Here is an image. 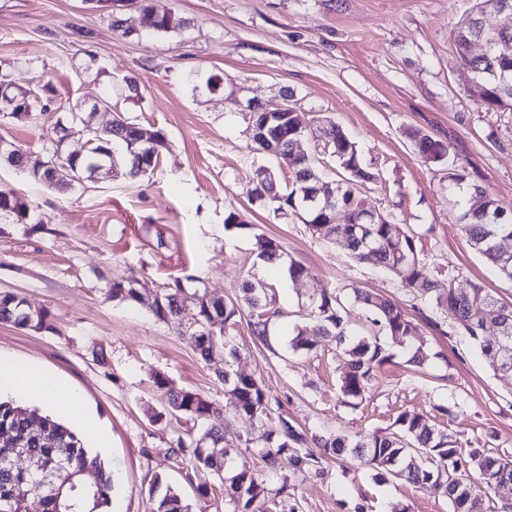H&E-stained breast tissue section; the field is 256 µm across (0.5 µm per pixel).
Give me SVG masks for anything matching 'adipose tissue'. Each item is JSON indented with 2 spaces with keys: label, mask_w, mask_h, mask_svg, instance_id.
Wrapping results in <instances>:
<instances>
[{
  "label": "adipose tissue",
  "mask_w": 512,
  "mask_h": 512,
  "mask_svg": "<svg viewBox=\"0 0 512 512\" xmlns=\"http://www.w3.org/2000/svg\"><path fill=\"white\" fill-rule=\"evenodd\" d=\"M10 392L23 398H37L56 403L65 416L78 418L82 415L81 396L71 387L41 369L10 360H0V393Z\"/></svg>",
  "instance_id": "1"
}]
</instances>
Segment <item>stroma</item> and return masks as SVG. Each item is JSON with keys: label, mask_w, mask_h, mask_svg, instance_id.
I'll return each mask as SVG.
<instances>
[{"label": "stroma", "mask_w": 512, "mask_h": 512, "mask_svg": "<svg viewBox=\"0 0 512 512\" xmlns=\"http://www.w3.org/2000/svg\"><path fill=\"white\" fill-rule=\"evenodd\" d=\"M179 21L155 33L142 6ZM475 0H0V71L38 98L52 96L36 118L0 115V137L29 161L85 153L87 138L58 143L59 125L75 106L104 93L112 109L146 133H163L155 169L136 179L123 173L80 178L59 192L0 165V191L29 210L25 220L0 212V292L47 315L41 330L0 323V357L43 368L78 390L83 408L108 437L99 458L113 476L112 512H151L155 482L172 486L190 512H233L218 477L201 480L178 450L203 426L174 418L153 382L165 374L224 415L228 469L257 474V502L297 512H452L447 498L389 476L376 478L366 458H326L320 474L282 461L269 473L258 451L265 434L287 419L310 435L349 438L391 431L399 414L430 418L465 448L512 457V374L493 371L468 339L429 326L444 310L392 274L354 261L343 241L314 235L292 211L273 212L249 191L258 169L291 187L292 172L254 150L250 115L238 103L265 109L292 100L309 127L330 121L355 143L374 173L358 188L401 232L420 259L457 290L480 282L512 305V281L469 244L448 190V163L465 166L471 181L512 208V112H488L470 73L457 64L453 33ZM121 30H113V19ZM421 133L448 150L425 159ZM236 213L240 226L226 225ZM274 240L283 261L269 267L256 237ZM304 267L292 280L289 263ZM132 277L141 302L112 298L113 279ZM188 292L238 306L225 327L229 351L202 359L190 332L158 320L147 307L173 278ZM266 278L275 292L264 339L250 330L242 284ZM367 290L392 299L418 326L411 346L387 344V361L358 407L339 385L346 361L329 337L312 350H293L309 326L312 300L340 298L353 334L372 329V313L354 298ZM423 347L426 362L409 364ZM257 380L268 418L236 412L221 373ZM209 483L202 492L201 483Z\"/></svg>", "instance_id": "35a3bbf8"}]
</instances>
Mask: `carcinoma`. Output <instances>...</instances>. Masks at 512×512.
<instances>
[{
    "label": "carcinoma",
    "mask_w": 512,
    "mask_h": 512,
    "mask_svg": "<svg viewBox=\"0 0 512 512\" xmlns=\"http://www.w3.org/2000/svg\"><path fill=\"white\" fill-rule=\"evenodd\" d=\"M146 27L154 32H167L177 24L167 11L159 12L153 6L143 8ZM472 17L461 21L454 32V50L457 61L468 69L472 78L483 88L482 107L488 112H512V23L495 30L472 28ZM482 34L489 55L478 58L468 50L469 40ZM320 137L324 138L331 156L343 170L336 181L334 197L337 205L345 210V223H329V213L321 207L308 208L302 200L300 190L312 177L308 155L294 151V136L283 141L278 152L280 159L294 174V188L287 194L274 197L269 204L274 211L291 208L303 212L302 219L312 232L325 239L340 237L346 243L350 255L358 262L379 266L396 276L403 287L417 288L434 296L436 306L448 312L454 332L468 337L476 344L482 357H487L489 345L482 336V313L490 305H496L494 297L480 283L470 285L468 291L457 293L433 278L426 264L417 254L412 237L398 240L390 235L389 220L373 210L367 199L359 196L357 187L371 181L375 175L364 168L357 155L354 143L336 124L322 127ZM89 138L94 141L90 154L77 162L74 176L81 173L94 174L97 152H114V147L129 148L135 140V125L128 118L117 113L112 121L102 127H93ZM165 136L152 143H141L138 148L144 153V164L137 163L129 153L121 156L127 173L132 178L144 175L142 167L154 169L152 159L159 157L160 148L165 145ZM448 187L457 195L459 223L470 245L487 261L497 267L500 274L512 280V210L506 209L488 195L478 205L468 203V198L481 189V186L468 181L463 166L453 162L448 166ZM15 214L22 220L27 216L24 204L0 191V212ZM259 256L265 261H275L281 257L279 248L272 241L257 238ZM412 253V260H404V255ZM273 287L262 283L245 285L246 300L256 310L255 321L250 323L252 335L258 339L266 336V307L270 302L257 305V299L265 298L264 290ZM112 298L126 301L138 300L135 289L128 287V280L112 281ZM355 299L371 309L374 314L372 324L379 333L349 337L343 305L328 295L312 302L310 316L314 319L312 335L328 336L336 342V347L348 356L349 370L340 379L341 394L345 401L363 398L376 366L387 360L384 343L380 336L403 344L417 333V327L408 319L401 308L391 300L362 290L354 291ZM195 298L196 312L192 314L197 322L192 333L199 355L206 360L223 351L228 345L224 328L210 334L204 325L212 318L231 321L238 313L234 305L222 301L205 300V296H188L183 281L173 280L166 291L157 296L149 305V310L158 319L175 326L182 324L186 316V302ZM46 317L34 314L24 302L13 293L0 292V322L13 323L21 327L42 329ZM224 384L231 386L230 393L240 403V411L250 417H260L266 413V396L259 384L252 378L224 374ZM158 390L167 396L169 413L174 417L189 416L195 420L208 422L204 431L190 445L181 451L188 453L193 468L206 474L227 477L230 482L224 486V496L234 504V512H265L261 506H254L255 478L246 467L232 472L226 471L229 449L224 447V419L211 416V406L195 393L174 387L164 375L154 377ZM395 430L385 434L371 433L351 440L336 436L318 444V449L306 447L307 439L287 420H279V428L266 436L260 455L266 467L277 470L283 456H288L295 469L319 473L322 459L329 455L338 459L349 453H369L370 464L383 476L392 471L400 472L402 480L413 485H429L451 503L453 512H488L484 495L470 490L466 495L455 493L456 485L462 482L463 473L476 468L486 487L496 485L501 470L512 469V459L485 453L480 448L466 450L459 446L457 439L438 429L430 421L420 416L400 414L394 421ZM22 437L28 442V452L34 460L55 471L53 484L42 488L40 494L41 512H66L70 498V487L85 474L93 477L90 493L79 505V512H98L110 503L112 472L105 469L97 456L84 446L77 432L68 424L55 420L52 416L40 414L37 409H28L11 400L0 399V512H7L14 499L24 493L36 478V472L29 471L20 464L10 465L6 459L12 457L13 448L7 434ZM152 512H188L181 496L172 488L154 500Z\"/></svg>",
    "instance_id": "1"
}]
</instances>
